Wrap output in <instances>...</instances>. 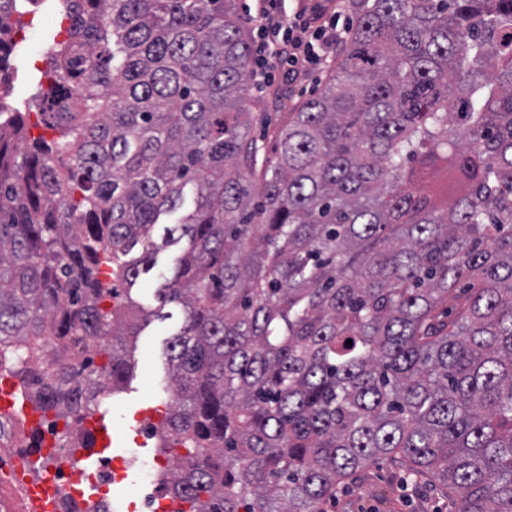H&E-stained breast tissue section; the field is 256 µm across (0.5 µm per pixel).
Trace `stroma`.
<instances>
[{
    "label": "stroma",
    "instance_id": "obj_1",
    "mask_svg": "<svg viewBox=\"0 0 512 512\" xmlns=\"http://www.w3.org/2000/svg\"><path fill=\"white\" fill-rule=\"evenodd\" d=\"M59 0H41L33 11L16 16L9 52L0 66V80L9 89L8 103L23 112H35V96L48 88L51 80L49 58L41 51L50 40H64L66 24ZM325 74L319 73L296 82L276 74L263 91L249 90L246 107L253 114L280 118L311 98L322 87ZM178 252L169 247L156 256L153 270L140 280L135 296L151 317L141 323L140 332L128 348L131 367L125 381L102 399L100 407L112 425L113 444L135 447L144 440L156 471H170L171 455L164 453L159 438L144 437L143 421H159L166 411L165 393L169 363L168 340L182 322V311L175 304H161L156 290L171 276ZM323 512H449L448 498L428 476L407 475L404 468L385 461L368 466L340 485L336 495L322 506Z\"/></svg>",
    "mask_w": 512,
    "mask_h": 512
}]
</instances>
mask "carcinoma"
Here are the masks:
<instances>
[{"instance_id": "obj_1", "label": "carcinoma", "mask_w": 512, "mask_h": 512, "mask_svg": "<svg viewBox=\"0 0 512 512\" xmlns=\"http://www.w3.org/2000/svg\"><path fill=\"white\" fill-rule=\"evenodd\" d=\"M37 2L0 0V32ZM61 5L39 98L57 137L24 150L23 113L0 121V367L17 353L34 407L90 441L134 286L183 247L157 289L183 309L161 424L178 512H319L380 460L453 512H512V0H352L269 155L234 0ZM103 336L100 365L69 355Z\"/></svg>"}]
</instances>
